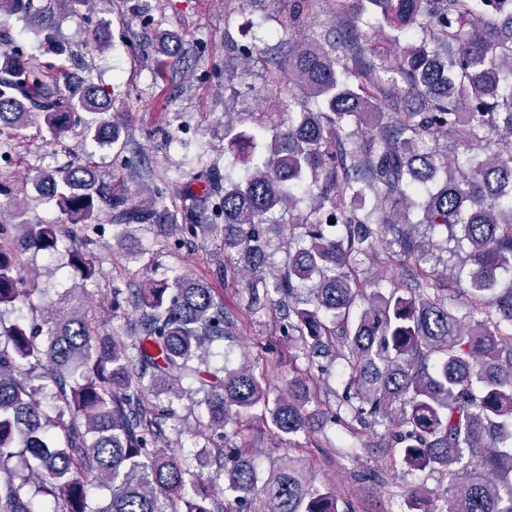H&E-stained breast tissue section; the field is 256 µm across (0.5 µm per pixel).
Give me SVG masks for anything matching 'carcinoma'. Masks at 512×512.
<instances>
[{
  "instance_id": "obj_1",
  "label": "carcinoma",
  "mask_w": 512,
  "mask_h": 512,
  "mask_svg": "<svg viewBox=\"0 0 512 512\" xmlns=\"http://www.w3.org/2000/svg\"><path fill=\"white\" fill-rule=\"evenodd\" d=\"M43 2L0 0V13L46 28L90 0ZM313 2L288 0L277 33L288 92L276 111L252 113L269 140L245 137L224 108L225 150L246 166L243 178L209 167L181 211L158 185L106 192L86 164L45 170L34 184L81 230L108 213L119 245L141 224L179 225L176 247L222 237L224 253L244 261L254 310L278 296L284 335L307 367L289 357L288 389L274 397L250 362L222 377L207 370L211 343L234 340L236 322L211 286L184 272L139 277L127 295L141 312L129 343L98 335L69 293L42 326H7L4 314L34 292L36 274L20 275L21 253H53L59 237L55 224H0V512H35L32 484L54 502L52 512H251L259 493L268 512H349L335 490L310 481L305 459L290 457L261 477L257 449L224 434L242 417L246 431L259 425L283 441L306 430L305 406L318 394L305 381L318 358L343 363L347 410L334 424L354 438L379 437L386 455L421 473L403 512H512V0H336L346 24L296 43L290 31ZM385 25L395 34L387 54L375 55L362 28ZM417 29L430 42L411 43ZM0 44V132L40 120L54 142L80 125L101 149L123 144L128 113L110 91L73 76L63 49L40 62L6 33ZM156 48L167 58L184 54L167 30L157 32ZM427 135L465 159L451 164L445 153L422 151ZM306 194L315 204L292 214ZM419 224L468 247L467 287L439 288L421 267ZM268 226L287 245L275 274L265 272ZM380 244L406 268L402 284L384 288L357 270V257ZM70 265L83 280L96 273L86 250L71 251ZM39 366L49 393L34 384ZM186 379L199 383L200 426L225 441L195 469L159 446L162 396ZM430 478L443 488H428ZM219 479L232 494L223 506L210 491ZM95 484L111 496L91 511Z\"/></svg>"
}]
</instances>
